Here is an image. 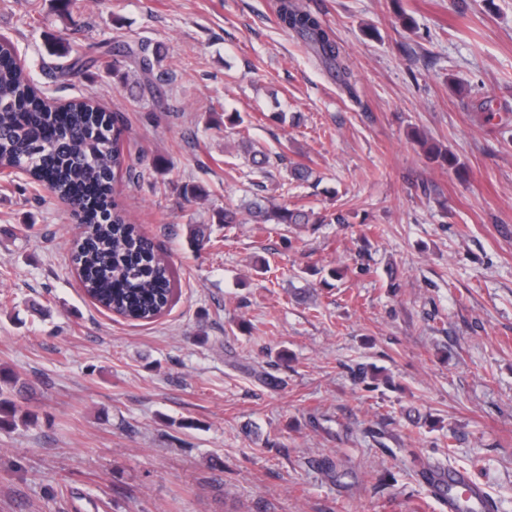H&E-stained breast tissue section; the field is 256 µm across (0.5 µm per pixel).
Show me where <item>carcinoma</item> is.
I'll use <instances>...</instances> for the list:
<instances>
[{
	"mask_svg": "<svg viewBox=\"0 0 512 512\" xmlns=\"http://www.w3.org/2000/svg\"><path fill=\"white\" fill-rule=\"evenodd\" d=\"M281 26L295 34L325 65L336 70L342 92L362 104L358 84L346 63L332 28L304 8L299 0H278ZM161 55L148 47L128 43L114 47L112 67L118 72L129 66L135 85L143 90L153 85ZM0 169L22 168L44 183L77 212L87 233L74 243L75 270L85 294L100 307L135 321L159 317L173 296L170 265L157 253L152 241L112 199L114 183L121 174L125 156L124 129L114 116L86 100L75 99L63 108L50 107L36 91L25 68L16 62L8 45H0ZM418 143L441 165L457 170L453 155ZM239 147L253 165L265 172L270 156L253 149L241 137ZM247 215L255 224H323L326 219L313 210L291 208L287 201L267 198L247 203ZM189 239L199 248L209 242L210 227L187 225ZM0 427L17 424L18 405L13 397L17 380L0 369Z\"/></svg>",
	"mask_w": 512,
	"mask_h": 512,
	"instance_id": "obj_1",
	"label": "carcinoma"
}]
</instances>
